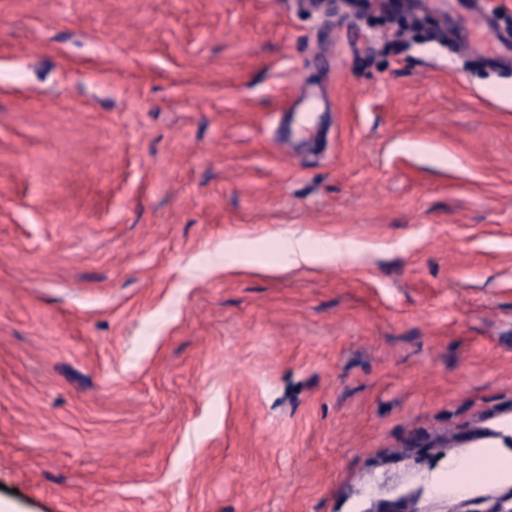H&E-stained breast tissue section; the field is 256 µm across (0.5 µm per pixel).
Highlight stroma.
<instances>
[{
	"mask_svg": "<svg viewBox=\"0 0 512 512\" xmlns=\"http://www.w3.org/2000/svg\"><path fill=\"white\" fill-rule=\"evenodd\" d=\"M468 2L0 0V506L512 495L436 484L512 436V66ZM358 252L359 249L357 248H352L349 246L341 247L337 245L330 249L329 252L320 254L316 251H312L308 246V243L297 242L295 245H292L288 248V254L292 255L289 261V266L333 262L335 259L342 255L356 257Z\"/></svg>",
	"mask_w": 512,
	"mask_h": 512,
	"instance_id": "1",
	"label": "stroma"
}]
</instances>
